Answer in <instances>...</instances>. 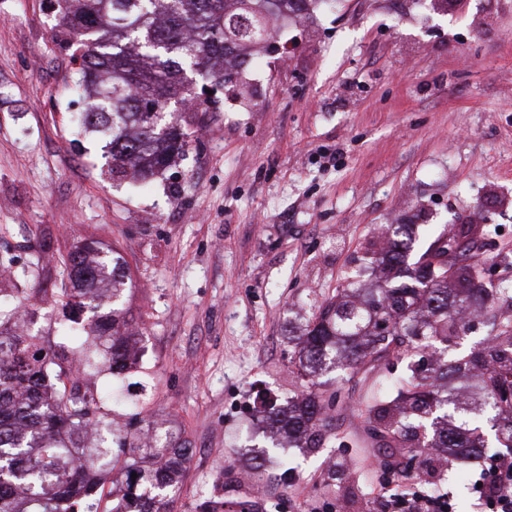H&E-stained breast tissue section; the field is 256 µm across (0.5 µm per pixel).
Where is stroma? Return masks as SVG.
I'll return each instance as SVG.
<instances>
[{"label": "stroma", "mask_w": 512, "mask_h": 512, "mask_svg": "<svg viewBox=\"0 0 512 512\" xmlns=\"http://www.w3.org/2000/svg\"><path fill=\"white\" fill-rule=\"evenodd\" d=\"M53 0H0V311H27L43 344L86 335L54 300L85 238L120 253L141 369L99 376L185 442L176 512L213 489H252L264 512H396L406 486L440 483L478 512L487 464L402 481L378 468L360 410L391 395L409 357L340 373L322 448H276L261 404L302 393L289 359L316 305L364 270L388 224L430 241L474 227L488 281L512 284V0L313 5L259 49L231 91L177 112L188 153L148 180L110 179L79 127L86 94ZM261 457L256 479L248 459Z\"/></svg>", "instance_id": "35a3bbf8"}]
</instances>
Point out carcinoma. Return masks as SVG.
I'll return each mask as SVG.
<instances>
[{
  "label": "carcinoma",
  "instance_id": "1",
  "mask_svg": "<svg viewBox=\"0 0 512 512\" xmlns=\"http://www.w3.org/2000/svg\"><path fill=\"white\" fill-rule=\"evenodd\" d=\"M309 0H55L56 27L81 51L80 81L89 94L83 127L99 133L110 157L108 175L132 171L147 178L186 152L188 135L166 112L172 102L193 96L188 74L203 70L220 82L241 68L250 51L273 37L269 18L290 20L307 14ZM385 244L370 263L378 285L360 300L350 281L318 308L300 337L296 364L311 389L288 398L267 418L278 432L302 448H319L318 427L336 406L337 392L319 391L315 377L356 369L390 353L411 357L438 350L467 329L460 314L476 296L505 290L488 288L486 259L463 251L449 256L438 241L416 250L407 224H391ZM447 257L442 277L425 280L429 258ZM65 270L75 287L55 300L63 316L87 314L90 341L47 349L40 337L0 325V512H171L189 461L188 449L165 436L163 452L129 442L112 427L108 398L73 373L69 355L79 353L84 373L120 375L137 368L129 350L134 339L119 321L117 302L126 291L124 262L90 241L67 255ZM473 377L478 413L486 416L496 454L512 455V318L495 323L482 347L429 372L412 371L398 387L400 397L366 406L369 437L385 451L410 453L435 446L473 447L459 440L467 429L448 428V413L472 414L458 389ZM100 430L86 443V429ZM137 477H132V474ZM112 480V508L102 493ZM52 487L51 501L39 508L31 490ZM198 512H261L245 495L208 499Z\"/></svg>",
  "mask_w": 512,
  "mask_h": 512
}]
</instances>
